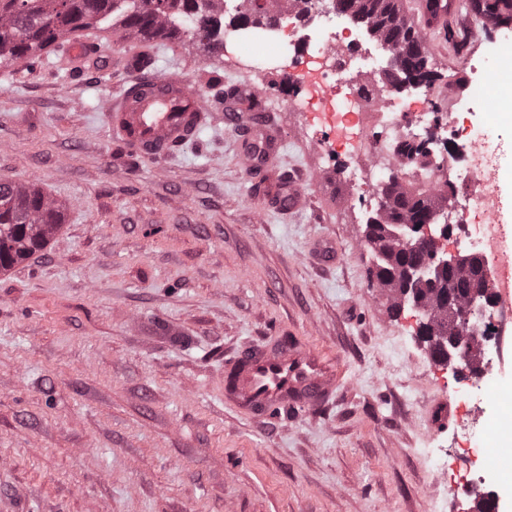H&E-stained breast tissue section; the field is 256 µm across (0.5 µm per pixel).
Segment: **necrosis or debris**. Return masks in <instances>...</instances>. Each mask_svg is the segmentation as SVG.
Instances as JSON below:
<instances>
[{
    "mask_svg": "<svg viewBox=\"0 0 512 512\" xmlns=\"http://www.w3.org/2000/svg\"><path fill=\"white\" fill-rule=\"evenodd\" d=\"M284 13L295 20L289 41L294 54L321 60V89L334 103L344 130L358 129L357 147L370 165L387 168L400 179L413 169L412 162L400 156V144L425 137L435 144V165L423 172L422 179L436 194L452 187L450 217L456 241L484 257L490 270L487 287L496 299L475 332L478 371L465 383L474 412L484 414L500 381L506 348L512 343V305L502 301L507 288L503 272L512 266V235L495 218L501 143L485 127L462 132L455 119H437L428 108L405 111L402 94L377 78L392 56L391 48L354 28L334 0H290ZM237 37L249 46L247 65L258 73L266 71L269 52L279 51L282 44L276 28L243 27ZM460 66L472 75L469 92L460 104L472 110L498 82L500 67L488 56L465 57ZM473 210L482 214V223L468 222Z\"/></svg>",
    "mask_w": 512,
    "mask_h": 512,
    "instance_id": "1",
    "label": "necrosis or debris"
}]
</instances>
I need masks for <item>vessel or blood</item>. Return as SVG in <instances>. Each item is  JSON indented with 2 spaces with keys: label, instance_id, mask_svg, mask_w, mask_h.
Here are the masks:
<instances>
[{
  "label": "vessel or blood",
  "instance_id": "obj_1",
  "mask_svg": "<svg viewBox=\"0 0 512 512\" xmlns=\"http://www.w3.org/2000/svg\"><path fill=\"white\" fill-rule=\"evenodd\" d=\"M456 0H419L424 37L445 31L455 14ZM242 87L230 88L222 113L208 108L188 81L174 73L138 74L116 96L104 101V111L114 142L127 154L162 158L173 148L195 143L204 126L221 120L239 131V159L251 178L265 181L264 168L284 146L280 127L264 114L240 112ZM276 210L288 213L303 206L304 194L294 176L279 175L268 194ZM333 359L287 341L274 347H257L237 365L232 402L252 414L284 412L294 406L323 404L336 387Z\"/></svg>",
  "mask_w": 512,
  "mask_h": 512
}]
</instances>
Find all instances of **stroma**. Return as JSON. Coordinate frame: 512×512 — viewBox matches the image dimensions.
I'll use <instances>...</instances> for the list:
<instances>
[{
	"instance_id": "1",
	"label": "stroma",
	"mask_w": 512,
	"mask_h": 512,
	"mask_svg": "<svg viewBox=\"0 0 512 512\" xmlns=\"http://www.w3.org/2000/svg\"><path fill=\"white\" fill-rule=\"evenodd\" d=\"M497 31L429 51L442 77L429 103L464 83L462 55ZM106 43L117 68L71 73L0 66V182L34 184L64 208L47 246L0 272V512H470L469 470L512 478V370L479 429L469 465L457 429L463 382L418 339L420 311L390 312L369 282L363 209L340 171L343 144L318 147L313 114L272 113L285 143L276 169L303 181L306 205L283 214L241 166L224 124L161 160L126 168L101 99L127 78L137 39ZM220 56L183 37L158 69L206 101L242 82L247 49ZM289 338L334 359L329 401L251 419L224 400L234 358ZM415 357L400 371L388 346ZM438 434L439 466L419 453Z\"/></svg>"
}]
</instances>
